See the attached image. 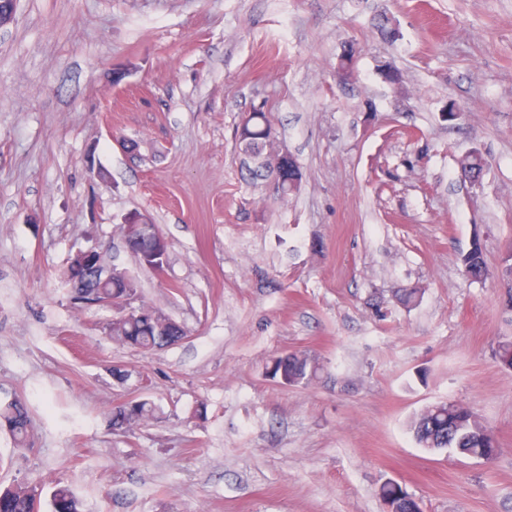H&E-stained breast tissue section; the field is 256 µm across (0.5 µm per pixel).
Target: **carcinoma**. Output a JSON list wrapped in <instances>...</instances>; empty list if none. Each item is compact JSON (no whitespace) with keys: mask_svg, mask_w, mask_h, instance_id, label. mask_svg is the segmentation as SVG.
<instances>
[{"mask_svg":"<svg viewBox=\"0 0 512 512\" xmlns=\"http://www.w3.org/2000/svg\"><path fill=\"white\" fill-rule=\"evenodd\" d=\"M236 140L244 146V151L259 155L267 151L261 168L265 175L272 172V164L281 158V148L277 144L274 126L270 116L263 111L251 113L246 122L239 126ZM464 177L472 184L483 181L485 164L481 157H467L463 162ZM303 179L300 168H295L289 177L282 180L279 197L285 198L298 189ZM161 236L158 227L144 218V223L136 225L133 235L127 239L128 249L143 266H163L169 251L159 250L157 240ZM463 273L475 281H482L490 274L488 263L479 240H474L471 248L460 258ZM78 260L72 259L61 278L69 287L75 277H80V288L91 293L90 300L99 302L105 298L140 300L138 279L124 268L112 267V279L102 281L101 276L91 272L79 275L76 270ZM497 272L504 282L509 299L512 300V253L501 257ZM112 340L135 349H163L184 336L183 328L165 316L155 307L150 314L131 312L119 315L107 325ZM494 355L500 365L512 370V340L497 342ZM318 371V366L304 354L290 353L275 358L269 368L272 379L284 386H297L309 383ZM157 406L148 399L119 404L112 410V428L127 430L135 424L153 419ZM0 428L5 429L19 448L29 447L31 416L26 402L15 398L0 404ZM415 441L423 448L442 450L452 448L460 454L473 458H486L490 452L492 433L484 427L474 411L463 404L444 402L425 407L411 422ZM41 502L33 496V486L20 483L0 490V512H40ZM51 512H81V502L67 485L58 483L50 494Z\"/></svg>","mask_w":512,"mask_h":512,"instance_id":"obj_1","label":"carcinoma"}]
</instances>
